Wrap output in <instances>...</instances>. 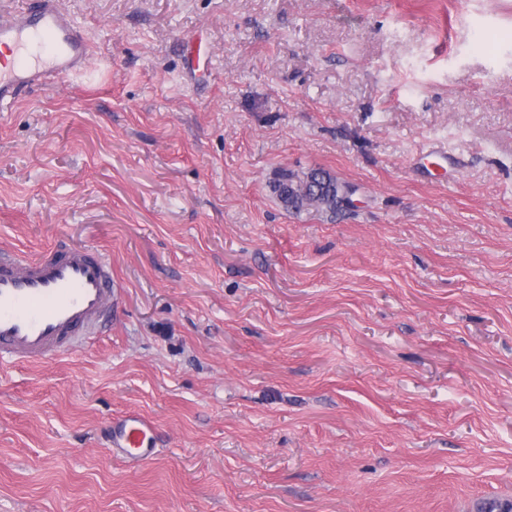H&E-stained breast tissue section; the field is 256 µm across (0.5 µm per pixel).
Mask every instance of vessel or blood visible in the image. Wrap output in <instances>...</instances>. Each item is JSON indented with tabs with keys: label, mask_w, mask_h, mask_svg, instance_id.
I'll use <instances>...</instances> for the list:
<instances>
[{
	"label": "vessel or blood",
	"mask_w": 512,
	"mask_h": 512,
	"mask_svg": "<svg viewBox=\"0 0 512 512\" xmlns=\"http://www.w3.org/2000/svg\"><path fill=\"white\" fill-rule=\"evenodd\" d=\"M0 48L15 56L0 72V107L45 79L91 66L83 34L57 0H25L0 14ZM111 312L112 270L103 258L63 243L36 258L0 252V357L32 362L63 353ZM153 434L148 420L131 413L113 427L112 445L143 461L154 453Z\"/></svg>",
	"instance_id": "obj_1"
}]
</instances>
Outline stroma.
Returning <instances> with one entry per match:
<instances>
[{
  "label": "stroma",
  "mask_w": 512,
  "mask_h": 512,
  "mask_svg": "<svg viewBox=\"0 0 512 512\" xmlns=\"http://www.w3.org/2000/svg\"><path fill=\"white\" fill-rule=\"evenodd\" d=\"M59 5L94 74L0 112V249L103 255L114 308L0 360V512L512 500V0ZM316 168L353 205L283 209ZM153 425L139 415L129 413L112 427V446L127 458L147 460L154 454Z\"/></svg>",
  "instance_id": "stroma-1"
}]
</instances>
